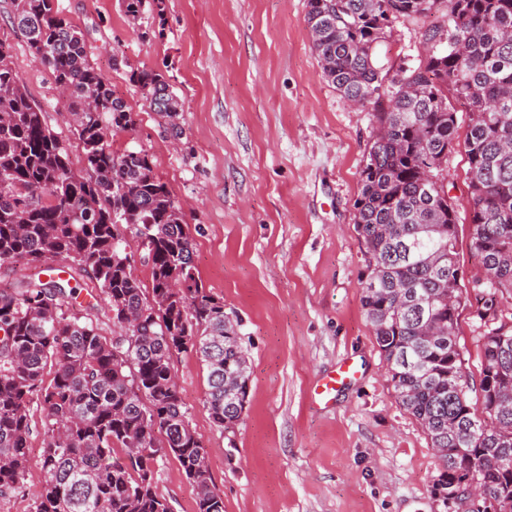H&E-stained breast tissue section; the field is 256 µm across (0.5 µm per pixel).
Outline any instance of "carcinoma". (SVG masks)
Listing matches in <instances>:
<instances>
[{"instance_id": "cac0c4a2", "label": "carcinoma", "mask_w": 512, "mask_h": 512, "mask_svg": "<svg viewBox=\"0 0 512 512\" xmlns=\"http://www.w3.org/2000/svg\"><path fill=\"white\" fill-rule=\"evenodd\" d=\"M436 12L446 25L424 33L428 56L387 79L376 49L393 22ZM306 22L327 81L375 112L354 202L368 255L361 302L399 404L443 450L433 493L446 497L478 460L490 507L512 512V318L502 309L512 298V0H306ZM13 23L64 92L84 171L74 172L69 147L46 126L10 54L0 53V266L34 269L20 287L0 291V496L27 471L36 399L45 444L34 512H172L156 492V465L169 454L195 487L196 512H224L172 359L188 350L201 356L204 407L216 427L235 428L250 377L239 321L198 283L189 225L151 156L112 149L113 134L135 130V114L89 62L82 33L54 0H15ZM132 78L180 137L182 105L165 75L142 69ZM454 101L470 112L463 145L472 248L486 275L473 317L484 327L488 424L464 394L462 292L450 276L457 211L443 184L422 179L439 171L458 138ZM122 224L145 236L149 297L133 275ZM51 257L96 283L87 308L105 302L124 342L76 311L74 290L41 279ZM179 279L187 292L174 299L170 283ZM151 303L154 314L125 323ZM118 448L121 463L112 461Z\"/></svg>"}]
</instances>
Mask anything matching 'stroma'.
Wrapping results in <instances>:
<instances>
[{"mask_svg": "<svg viewBox=\"0 0 512 512\" xmlns=\"http://www.w3.org/2000/svg\"><path fill=\"white\" fill-rule=\"evenodd\" d=\"M84 36L90 62L134 110V134L112 147L144 149L185 212L200 284L241 322L250 363L243 421L226 435L204 405L207 369L195 352L173 367L190 424L208 455L224 512H445L431 492L439 460L399 405L361 304L366 248L354 229L360 171L375 127L326 80L305 0H162L130 20L122 0H55ZM0 0V41L47 126L74 143L51 74L33 62ZM428 21L400 20L380 63L418 64ZM164 72L182 111L180 139L151 112L131 73ZM458 217L460 264L476 276L468 164L455 145L442 165ZM465 396L481 408V330L462 313ZM356 368L330 402L317 384L342 362ZM24 479L0 512H34L43 482V412L30 407ZM157 492L172 512L196 494L174 456L159 462Z\"/></svg>", "mask_w": 512, "mask_h": 512, "instance_id": "1", "label": "stroma"}]
</instances>
